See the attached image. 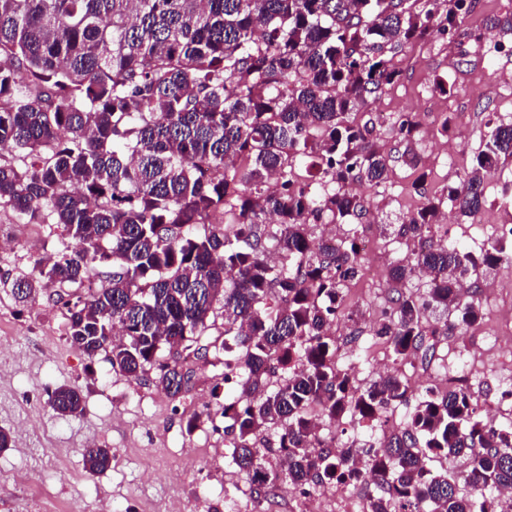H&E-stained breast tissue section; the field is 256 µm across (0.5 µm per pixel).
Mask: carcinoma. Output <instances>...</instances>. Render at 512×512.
I'll list each match as a JSON object with an SVG mask.
<instances>
[{"label":"carcinoma","instance_id":"1","mask_svg":"<svg viewBox=\"0 0 512 512\" xmlns=\"http://www.w3.org/2000/svg\"><path fill=\"white\" fill-rule=\"evenodd\" d=\"M473 0H0V205L28 224H56V258L31 276L0 278L20 301L43 288L66 309L70 344L109 350L112 370L155 372L172 399L190 377L174 355L214 352L237 374L214 413L231 436V462L262 494L280 479L307 495L329 481L372 478L369 512H498L512 487V422H485L468 387L433 388L404 428L379 448L339 457L314 447L312 416L367 436L409 402L391 374L359 385L336 361L332 322L344 288L361 276L357 233L321 237L362 211L355 182L378 185L390 156L359 117L368 98L398 82L388 56L453 37ZM395 130L419 135L415 115ZM512 162V125H495L470 166L400 225L411 253L391 268L395 296L373 336L402 360L433 355L431 336L481 324L460 288L512 265L504 237L482 246L437 232L448 206L472 217L487 183ZM330 182L335 191L323 193ZM106 272V283L94 278ZM425 273V288H412ZM223 326L224 340L201 344ZM124 340L115 343L114 331ZM54 411H83L61 385ZM274 433L266 461L260 429ZM465 458L462 472L437 459ZM85 468L108 469L107 448H87Z\"/></svg>","mask_w":512,"mask_h":512}]
</instances>
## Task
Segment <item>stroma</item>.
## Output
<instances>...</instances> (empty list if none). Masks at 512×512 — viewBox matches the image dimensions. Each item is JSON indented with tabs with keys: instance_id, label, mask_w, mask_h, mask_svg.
Segmentation results:
<instances>
[{
	"instance_id": "stroma-1",
	"label": "stroma",
	"mask_w": 512,
	"mask_h": 512,
	"mask_svg": "<svg viewBox=\"0 0 512 512\" xmlns=\"http://www.w3.org/2000/svg\"><path fill=\"white\" fill-rule=\"evenodd\" d=\"M512 16V0H476L454 38L437 35L405 46L394 55L402 75L397 83L373 98L370 111L384 114L376 128L378 144L393 158L387 180L375 187L357 186L365 211L357 220L358 235L375 249L365 262L376 271L375 282L359 279L345 291L346 310L360 313L364 331L360 349L346 344L349 324L338 319L334 329L341 346V367L366 370L376 346L370 330L382 317L393 295L389 271L406 251L397 230L404 217L425 197L442 194L472 155L489 137L490 119L512 121V33L502 27ZM499 40L508 52L486 58L479 38ZM447 82L440 92L438 82ZM414 113L420 133L413 147L418 165L404 162L406 149L395 129L398 113ZM448 119L449 139L464 138L455 164H448L433 145L441 136L434 113ZM427 177L421 190L412 184L419 172ZM486 205L473 217L447 210L439 223L453 239H487L496 225H512V203H502L500 187L489 183ZM59 228L25 224L8 206H0V239L13 241V251L0 252V276L34 274L43 257L55 254ZM507 271L481 275L474 290L483 321L479 327L456 331L435 340L429 367L396 363L416 394L441 386L439 364L446 354L465 357L480 347L468 380L471 392L490 389L492 374L512 372V338L495 335L499 323L512 319V309L499 304L492 283ZM191 381L179 400H171L154 373L134 380L115 373L105 354L90 357L72 347L66 336L65 310L54 289L38 291L27 303L15 301L0 288V428L12 437L0 449V512H169L173 502L190 500L197 512H228L247 482L228 456H213L223 447V433L214 432L206 418L208 407L224 399L219 368L201 358L190 364ZM60 385L77 388L84 410L77 416L57 414L48 393ZM111 449L112 466L95 474L84 466L88 443Z\"/></svg>"
}]
</instances>
